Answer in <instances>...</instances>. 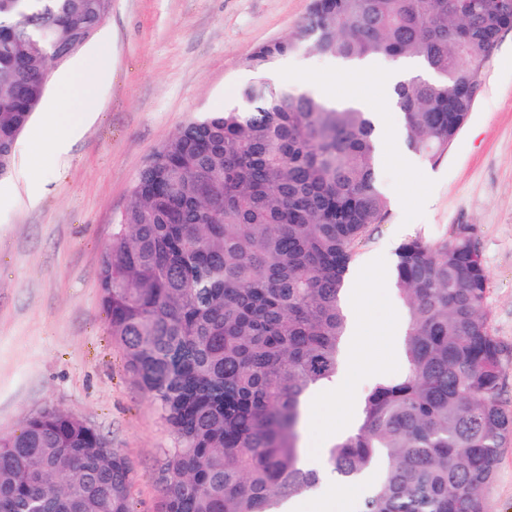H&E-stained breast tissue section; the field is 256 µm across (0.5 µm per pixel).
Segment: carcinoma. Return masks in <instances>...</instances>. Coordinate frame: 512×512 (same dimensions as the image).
I'll return each mask as SVG.
<instances>
[{
    "label": "carcinoma",
    "mask_w": 512,
    "mask_h": 512,
    "mask_svg": "<svg viewBox=\"0 0 512 512\" xmlns=\"http://www.w3.org/2000/svg\"><path fill=\"white\" fill-rule=\"evenodd\" d=\"M324 4L247 66L303 48L345 62L416 58L425 74L395 87L405 139L438 161L512 11L498 0ZM111 13L112 0H0V178L54 52L73 55ZM239 96L151 154L102 251L111 336L174 436L161 450L162 512H278L319 484L299 446L308 396L339 372L344 277L387 214L364 112L286 85ZM396 257L405 368L375 382L327 465L345 482L375 473L359 512H486L512 413L472 227L410 238ZM135 482L118 449L58 408L0 435V512H134Z\"/></svg>",
    "instance_id": "obj_1"
}]
</instances>
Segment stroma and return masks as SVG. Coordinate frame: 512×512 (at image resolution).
I'll return each mask as SVG.
<instances>
[{"mask_svg":"<svg viewBox=\"0 0 512 512\" xmlns=\"http://www.w3.org/2000/svg\"><path fill=\"white\" fill-rule=\"evenodd\" d=\"M312 0H113L112 13L80 51L97 81L98 118L66 157L53 154L35 113L18 138L12 170L0 180V431L48 405L95 428L137 475L136 512H161V449L173 436L127 372L102 308L103 248L114 217L149 156L190 117L223 110L244 85L263 80L294 85L305 73L333 92L379 97V73L398 69L375 60L352 80L350 65L300 51L264 72L245 60L257 47L293 37ZM481 94L438 162L415 152L379 156L378 186L388 214L356 260L368 265L375 295L364 330L380 357L348 390L360 409L380 377L399 374L374 334L400 298L394 286L396 251L405 240L451 237L468 224L486 271L484 308L501 344L502 406L512 411V31L505 33L481 75ZM368 487L323 477L307 499L325 512L334 493L341 512H357ZM486 512H512V441L498 457L485 492Z\"/></svg>","mask_w":512,"mask_h":512,"instance_id":"obj_1","label":"stroma"}]
</instances>
